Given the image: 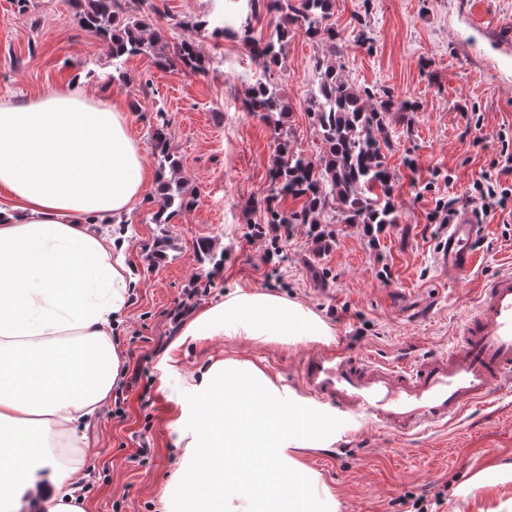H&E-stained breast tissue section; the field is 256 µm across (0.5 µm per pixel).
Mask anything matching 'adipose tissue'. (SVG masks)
<instances>
[{"mask_svg": "<svg viewBox=\"0 0 512 512\" xmlns=\"http://www.w3.org/2000/svg\"><path fill=\"white\" fill-rule=\"evenodd\" d=\"M151 175L119 101L63 82L0 99V512L19 495L39 512H84L76 471L54 451L84 428L123 366L112 339L129 274L100 224L129 212ZM328 341L332 327L300 303L249 289L199 311L181 340ZM189 392L197 411L179 441L193 452L181 484L189 512H338L298 448L328 441L324 419L249 361L215 362ZM474 512H512V465Z\"/></svg>", "mask_w": 512, "mask_h": 512, "instance_id": "ef3b65f1", "label": "adipose tissue"}]
</instances>
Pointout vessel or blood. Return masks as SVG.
Wrapping results in <instances>:
<instances>
[{
    "label": "vessel or blood",
    "instance_id": "obj_1",
    "mask_svg": "<svg viewBox=\"0 0 512 512\" xmlns=\"http://www.w3.org/2000/svg\"><path fill=\"white\" fill-rule=\"evenodd\" d=\"M477 231L463 212L440 239L436 263L450 277L473 271ZM476 293L448 352L390 362L341 346L309 349L299 362L305 393L359 425L400 437L460 420L512 379V270L484 277Z\"/></svg>",
    "mask_w": 512,
    "mask_h": 512
}]
</instances>
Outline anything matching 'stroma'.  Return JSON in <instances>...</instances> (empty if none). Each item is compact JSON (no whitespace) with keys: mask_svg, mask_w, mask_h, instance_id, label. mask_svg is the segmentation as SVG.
I'll use <instances>...</instances> for the list:
<instances>
[{"mask_svg":"<svg viewBox=\"0 0 512 512\" xmlns=\"http://www.w3.org/2000/svg\"><path fill=\"white\" fill-rule=\"evenodd\" d=\"M164 13L151 18L150 34L167 43L194 41L206 70L162 69L152 57H129L113 68L108 48L77 24L67 0H0V97L25 100L66 81L112 93L130 117L148 169L157 166L152 132L164 108L179 176L197 203L156 224L161 198L150 181L138 204L107 232L123 242L134 284L116 338L123 370L112 389L124 395L99 410L86 430L88 448L76 464L85 512H180L179 465L189 452L177 443L189 428L193 404L185 388L218 359L249 360L299 393L297 365L311 342L258 343L236 336H207L185 345L170 367L163 353L177 339L172 309H199L236 288L268 291L299 302L334 330L347 349L385 359L447 350L475 301L478 280L512 269V212L483 221L478 263L468 278L451 281L435 261L443 233L431 215L438 201L462 197L512 140V79L494 81L484 69L499 47L475 33L512 20V0H334L333 22L344 73L359 86L391 92L414 103L386 116L387 162L398 207L397 223L370 235L362 224H333L331 241H313L305 224L267 230L262 200L269 189L276 138L320 162L324 145L308 112L316 84L312 59L320 43L299 35L286 49L274 82L287 104L279 128L248 112V88L264 73L260 58L229 27L243 0H155ZM209 20L205 30L192 20ZM224 27L221 35L212 34ZM371 42L359 44L360 28ZM479 128H467L470 117ZM209 241L224 257L214 267L198 250ZM145 461H135L141 443ZM332 493L339 512H407L404 495L425 498L435 512H471L460 494L487 465L512 463V380L491 404L460 422L417 439L340 419L330 442L301 453ZM443 503H435L440 490Z\"/></svg>","mask_w":512,"mask_h":512,"instance_id":"stroma-1","label":"stroma"}]
</instances>
